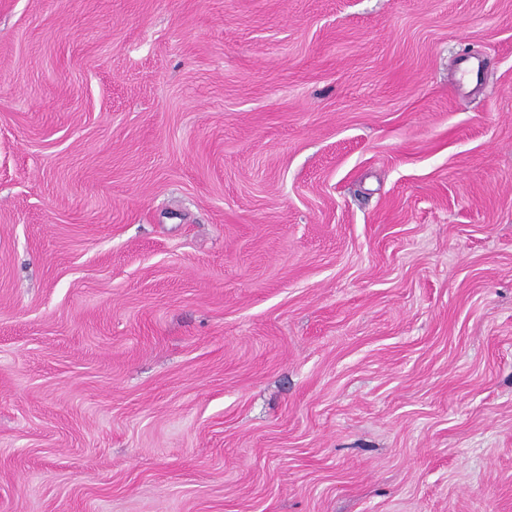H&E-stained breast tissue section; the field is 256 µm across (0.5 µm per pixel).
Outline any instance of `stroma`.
<instances>
[{
  "label": "stroma",
  "mask_w": 512,
  "mask_h": 512,
  "mask_svg": "<svg viewBox=\"0 0 512 512\" xmlns=\"http://www.w3.org/2000/svg\"><path fill=\"white\" fill-rule=\"evenodd\" d=\"M0 512H512V0H0Z\"/></svg>",
  "instance_id": "1"
}]
</instances>
